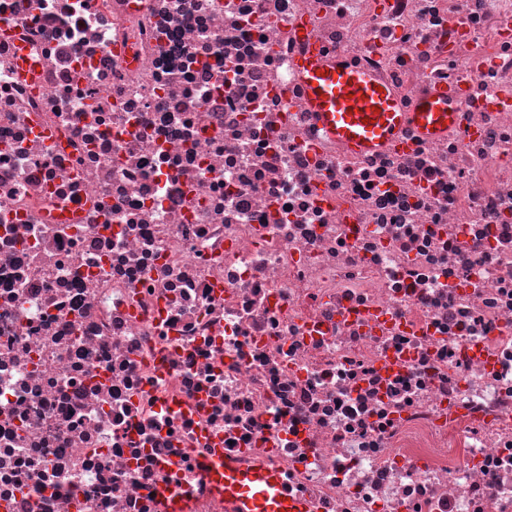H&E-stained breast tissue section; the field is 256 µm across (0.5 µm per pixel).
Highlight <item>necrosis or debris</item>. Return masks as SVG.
Listing matches in <instances>:
<instances>
[{
  "label": "necrosis or debris",
  "mask_w": 512,
  "mask_h": 512,
  "mask_svg": "<svg viewBox=\"0 0 512 512\" xmlns=\"http://www.w3.org/2000/svg\"><path fill=\"white\" fill-rule=\"evenodd\" d=\"M455 120L355 154L291 65ZM0 512H512V0H0ZM212 487L224 492L226 512H307L306 505L288 497L279 472L261 465L237 467L214 451L202 461Z\"/></svg>",
  "instance_id": "obj_1"
}]
</instances>
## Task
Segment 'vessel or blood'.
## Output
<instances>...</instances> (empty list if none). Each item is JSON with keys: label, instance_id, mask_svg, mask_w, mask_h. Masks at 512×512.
Listing matches in <instances>:
<instances>
[{"label": "vessel or blood", "instance_id": "1", "mask_svg": "<svg viewBox=\"0 0 512 512\" xmlns=\"http://www.w3.org/2000/svg\"><path fill=\"white\" fill-rule=\"evenodd\" d=\"M296 66L320 128L353 151L379 149L406 125L432 136L447 131L452 121L454 106L447 96L429 97L415 111H402L371 74L341 62L324 63L317 48L298 56ZM202 467L212 487L223 492L226 512H307L303 502L288 497L275 470L231 465L219 451L205 457Z\"/></svg>", "mask_w": 512, "mask_h": 512}]
</instances>
